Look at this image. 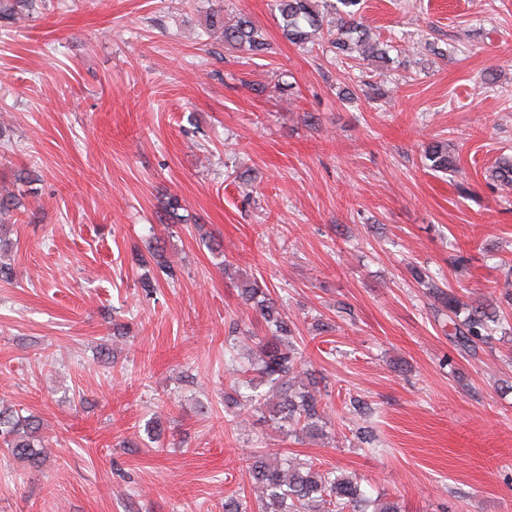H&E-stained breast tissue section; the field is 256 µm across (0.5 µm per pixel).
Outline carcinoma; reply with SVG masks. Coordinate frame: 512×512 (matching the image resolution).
Masks as SVG:
<instances>
[{
	"label": "carcinoma",
	"mask_w": 512,
	"mask_h": 512,
	"mask_svg": "<svg viewBox=\"0 0 512 512\" xmlns=\"http://www.w3.org/2000/svg\"><path fill=\"white\" fill-rule=\"evenodd\" d=\"M285 38L296 44L327 41L346 57L365 61L384 59L387 44L372 37L357 22L361 0H323V8L337 16L335 27H324L323 16L313 9L312 0H278ZM209 29L220 31L224 44L257 55L265 50L261 30L245 14L231 23H224V14L210 16ZM425 160L433 171L448 172L456 168V160L448 154V143L435 141L425 148ZM489 179L504 190L512 189V159L498 163ZM141 267L155 265L168 282L179 280L177 270L168 262L160 242L148 243L146 252L136 253ZM417 284L448 313L451 342L457 349L477 354L480 347L492 339L491 325L506 322L502 305L512 308V292L505 291L499 302H479L468 305L460 301L454 290L442 287L434 276L417 265L410 267ZM243 300L252 305L266 323L270 335L257 342L256 355L239 366L235 381L224 391L228 408L242 403L265 407L269 420L292 432L321 434L326 422L321 403L312 390L294 389L293 380L301 365L302 351L293 328L282 317L277 301L258 281L240 285ZM465 311L459 316V311ZM267 387L260 393L258 389ZM39 423L19 415L14 406L0 404V449L13 458L31 466L39 465L46 457V448L38 438ZM250 477L257 489L251 502L237 494L224 497V512H400L395 501H383L367 496L355 475L322 470L308 459L286 455L271 457L257 454L251 458Z\"/></svg>",
	"instance_id": "cac0c4a2"
}]
</instances>
